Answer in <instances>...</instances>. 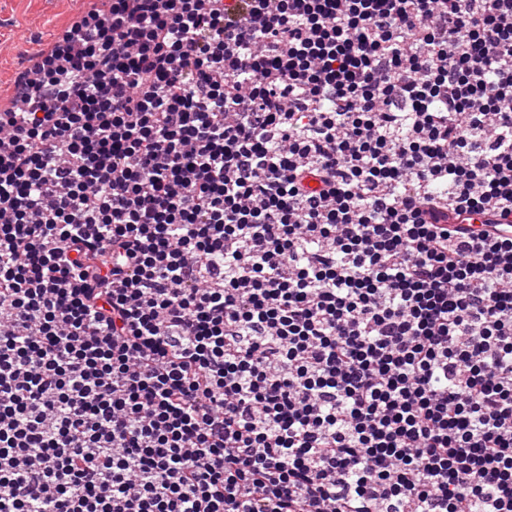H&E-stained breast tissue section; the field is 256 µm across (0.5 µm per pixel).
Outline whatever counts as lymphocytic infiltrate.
<instances>
[{
	"label": "lymphocytic infiltrate",
	"instance_id": "lymphocytic-infiltrate-1",
	"mask_svg": "<svg viewBox=\"0 0 512 512\" xmlns=\"http://www.w3.org/2000/svg\"><path fill=\"white\" fill-rule=\"evenodd\" d=\"M512 0H105L0 110V512H512Z\"/></svg>",
	"mask_w": 512,
	"mask_h": 512
}]
</instances>
